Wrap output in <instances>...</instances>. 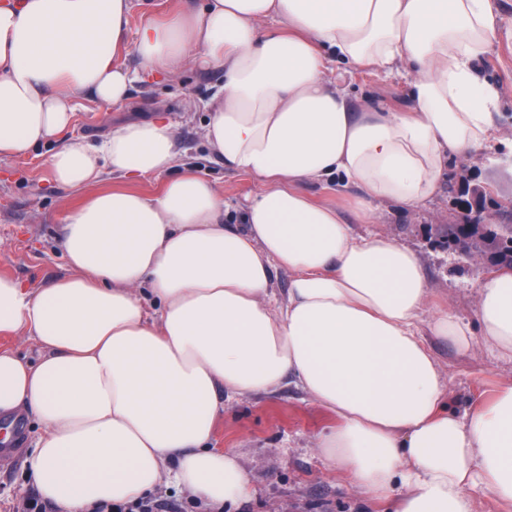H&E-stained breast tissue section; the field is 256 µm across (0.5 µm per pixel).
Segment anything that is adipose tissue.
Returning a JSON list of instances; mask_svg holds the SVG:
<instances>
[{
    "mask_svg": "<svg viewBox=\"0 0 512 512\" xmlns=\"http://www.w3.org/2000/svg\"><path fill=\"white\" fill-rule=\"evenodd\" d=\"M134 0H0V156L46 145L54 180L79 193L62 227L69 273L35 290L0 276V335L32 336L37 362L0 349V421L43 426L28 472L57 512L147 496L161 480L215 507L247 496L238 455L211 448L225 400L283 379L335 414L317 448L395 512H474L478 489L512 512V384L459 411L425 341L472 333L428 301L418 255L355 234L305 183L413 210L448 160L498 130V93L477 63L494 35L490 0H204L130 31ZM139 57L141 71L121 60ZM413 67L405 112L354 111L331 58ZM224 68L204 139L260 188L240 224L206 178L178 172L165 115L101 141L65 137L80 95L123 103L139 76ZM126 185L102 189L104 173ZM164 176L146 194L132 182ZM291 274L275 295L278 270ZM484 344L512 360V271L478 283Z\"/></svg>",
    "mask_w": 512,
    "mask_h": 512,
    "instance_id": "obj_1",
    "label": "adipose tissue"
}]
</instances>
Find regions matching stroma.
<instances>
[{
    "instance_id": "stroma-1",
    "label": "stroma",
    "mask_w": 512,
    "mask_h": 512,
    "mask_svg": "<svg viewBox=\"0 0 512 512\" xmlns=\"http://www.w3.org/2000/svg\"><path fill=\"white\" fill-rule=\"evenodd\" d=\"M490 2L495 35L483 56L482 72L498 91L499 124L512 137V0ZM326 77L347 93L354 110L365 106L392 112L407 109L412 77L408 65L387 74L334 64ZM223 82V69L198 65L174 80L148 78L135 83L121 105L107 106L86 95L79 100L68 132L96 142L127 120L166 113L177 126L179 168L209 178L240 210L258 190V183L226 170L202 136L206 119L202 104ZM463 182L485 188L486 210L493 223L512 225V210L503 212L496 206L497 201L512 199V157L494 141L453 158L439 195L426 208L406 210L388 201H373L376 218L371 225L354 221L352 200L357 189L308 183L304 190L319 203L340 205L355 233L373 231L417 252L427 275V312L442 308L471 325L476 285L485 272L443 245L448 225L457 221L453 189ZM79 200L78 193L54 181L42 151L19 158L1 156L0 275L11 276L28 288H41L64 277L67 265L60 248L61 226ZM427 342L449 381L456 409L512 383V363L491 351L481 336H474L466 351L443 338L431 336ZM335 424V416L287 381L274 392L247 393L225 403L214 422L212 446L237 452L253 487L231 512H386L385 503L367 500L344 472L320 458L316 441ZM20 427L23 439L18 451L0 450V512H14L15 505L37 493L25 462L43 428L29 418Z\"/></svg>"
}]
</instances>
